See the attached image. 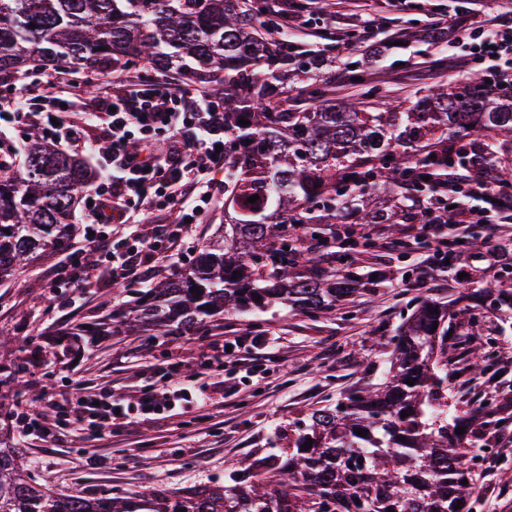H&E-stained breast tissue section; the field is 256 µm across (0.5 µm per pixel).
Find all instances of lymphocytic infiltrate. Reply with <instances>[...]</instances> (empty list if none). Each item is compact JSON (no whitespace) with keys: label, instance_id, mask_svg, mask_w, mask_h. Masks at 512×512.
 I'll list each match as a JSON object with an SVG mask.
<instances>
[{"label":"lymphocytic infiltrate","instance_id":"f902f5d3","mask_svg":"<svg viewBox=\"0 0 512 512\" xmlns=\"http://www.w3.org/2000/svg\"><path fill=\"white\" fill-rule=\"evenodd\" d=\"M472 56L491 60V78L512 83V10L498 16L493 28L482 31ZM87 95L92 98L91 112L84 117L67 115L64 98L79 100ZM0 126L18 131L40 128L62 150L79 148L95 160L98 177L83 191L93 216L84 246L72 252L51 277L53 287L75 283L84 293L93 286L86 253L111 263L112 278L119 281L145 278L156 253L179 245L190 224L200 223L211 204L218 190L216 177L224 170L222 150L232 143L224 127L220 96L201 86L182 89L167 81L115 80L98 84L93 92L87 84L77 83L64 96L50 84L32 88L0 83ZM91 127L99 130L92 138L87 135ZM400 188L411 208L425 213V222L407 225L402 239L386 237L379 226L371 228L367 237L384 251L412 242L426 244L429 251L418 268L421 287L458 261L459 243L449 240V229L482 224L488 236L499 233L500 224L475 210L474 201L494 205L497 213L512 221V195L502 192L498 167L492 161L451 169L447 179L428 190L411 181L401 182ZM459 192L467 200L454 208L441 209L432 203L434 197ZM171 212L176 215L173 223L146 225L145 232L135 235L129 231L130 225L146 224V215ZM144 374L147 383L135 402L103 391L79 395L71 411L52 398L49 414L27 416L23 432L60 445L53 417L71 411L82 421L86 438L94 441L153 416L177 409L197 415L215 403L208 386H181L177 364H152Z\"/></svg>","mask_w":512,"mask_h":512}]
</instances>
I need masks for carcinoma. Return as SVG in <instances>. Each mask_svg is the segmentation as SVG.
I'll return each mask as SVG.
<instances>
[{
  "label": "carcinoma",
  "instance_id": "obj_1",
  "mask_svg": "<svg viewBox=\"0 0 512 512\" xmlns=\"http://www.w3.org/2000/svg\"><path fill=\"white\" fill-rule=\"evenodd\" d=\"M275 10L274 0H0V76L33 64L103 74L145 60L188 86L222 85L224 128L234 137L224 155L223 239L184 271L160 273L134 292L123 321L130 332L199 333L226 312L279 305L329 313L359 292L356 259L338 268L309 242L336 239L342 213L364 209L365 192L383 193L387 203L367 211L365 223L393 224L405 210L397 184L433 182L455 160L492 155L503 189L512 190V84L477 77L424 88L408 106L373 93L338 101L321 83L331 60L291 57L249 24ZM292 83L304 85L308 106L292 103ZM89 181L80 158L28 134L24 170L0 174V280L70 246L72 212ZM407 214L414 224L425 220ZM461 320L480 335L468 307L417 304L390 338L378 382L288 427L282 455L247 464L230 486L57 497L0 434V512H474L482 471L469 454L494 439L507 409L484 404L464 381L450 390V332ZM492 369L485 349L471 353L469 373Z\"/></svg>",
  "mask_w": 512,
  "mask_h": 512
}]
</instances>
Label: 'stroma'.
Returning <instances> with one entry per match:
<instances>
[{
    "label": "stroma",
    "instance_id": "1",
    "mask_svg": "<svg viewBox=\"0 0 512 512\" xmlns=\"http://www.w3.org/2000/svg\"><path fill=\"white\" fill-rule=\"evenodd\" d=\"M322 10L318 0H300L302 23L295 42L304 50L323 52L336 60L323 79L337 98L358 95L344 65L358 62L366 83L379 86L389 98L402 103L417 90L473 78L467 67L454 64L452 55L466 49L470 31H434L436 21L462 13L468 23L490 20L512 9V0H331ZM433 30L429 42L411 40L415 28ZM365 83V84H366ZM224 221V206L216 204L202 224L193 228L173 251L158 254L155 269L174 273L197 257V248L213 237ZM512 238V223L497 240L482 243L477 257L462 255L456 273L439 278L426 288L412 284L418 253L402 248L358 252L364 279L375 289L337 304L334 313L309 318L278 306L258 315H228L205 334L140 336L118 331L108 336H86L70 345L66 331L82 321L107 317L127 308L131 292L143 288L128 280L123 290L113 288L111 265L98 261L96 284L83 300L63 304L51 299L48 283L54 267L64 261L58 253L34 262L14 278L0 282V331L11 341L0 346V365L23 361L24 368L0 394L9 405L0 409V428L8 430L17 447L33 463V474L58 496H128L146 486L173 492L200 488L227 479L255 459L275 455L288 445V425L311 410L335 404L355 387L377 380L386 367L382 348L402 322L404 310L420 301L456 299L463 282L473 279L476 292H484L488 266L500 241ZM493 339H472L468 325H459L449 363L473 344H492L501 370L498 378L479 376L475 393L483 398L512 396V329L481 307ZM269 341L273 353L265 374L246 377L233 357L224 353L229 330ZM210 361L206 380L229 377L239 381L238 391L204 415L173 416L142 422L96 441L109 468H93L84 452L85 441L66 427L60 447L48 448L36 439L19 437L13 413L39 410L47 396L84 388L111 391L130 398L145 385V363H176L185 384L197 382L199 365ZM506 460L487 457L488 472L476 489L481 512H512V446L502 445Z\"/></svg>",
    "mask_w": 512,
    "mask_h": 512
}]
</instances>
